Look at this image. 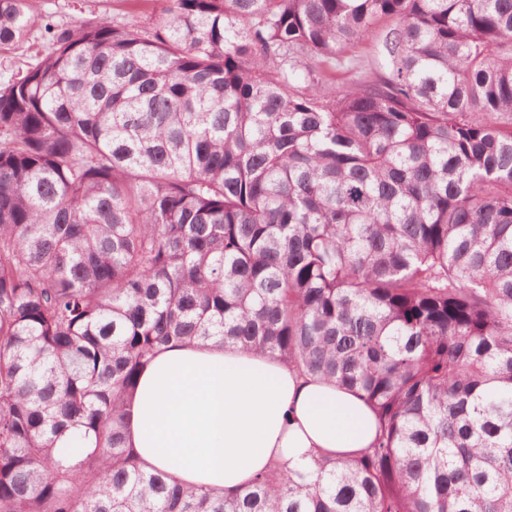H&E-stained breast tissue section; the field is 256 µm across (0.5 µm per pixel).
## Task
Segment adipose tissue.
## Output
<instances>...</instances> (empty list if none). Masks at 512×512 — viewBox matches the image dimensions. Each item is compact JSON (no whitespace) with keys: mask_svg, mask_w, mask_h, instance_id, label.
<instances>
[{"mask_svg":"<svg viewBox=\"0 0 512 512\" xmlns=\"http://www.w3.org/2000/svg\"><path fill=\"white\" fill-rule=\"evenodd\" d=\"M376 434L359 395L212 342L160 351L127 406V445L144 470L218 494L278 462L297 469L320 455H357Z\"/></svg>","mask_w":512,"mask_h":512,"instance_id":"obj_1","label":"adipose tissue"}]
</instances>
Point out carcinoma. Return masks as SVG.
Masks as SVG:
<instances>
[{"label": "carcinoma", "instance_id": "1", "mask_svg": "<svg viewBox=\"0 0 512 512\" xmlns=\"http://www.w3.org/2000/svg\"><path fill=\"white\" fill-rule=\"evenodd\" d=\"M32 23L0 0V49ZM45 33L0 86V512H512V0ZM196 340L357 393L373 444L224 496L143 471L127 400ZM342 65L336 71L330 70L325 74L329 85L343 86L357 81L366 72L373 70L378 60L374 56L371 42L359 44L341 58Z\"/></svg>", "mask_w": 512, "mask_h": 512}]
</instances>
